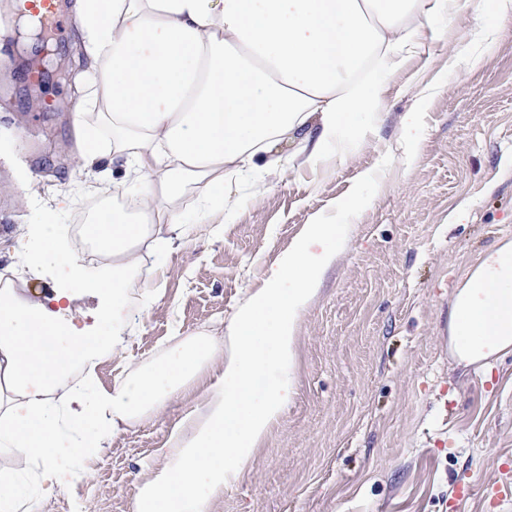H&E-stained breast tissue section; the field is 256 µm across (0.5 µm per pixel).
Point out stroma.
<instances>
[{
    "label": "stroma",
    "instance_id": "1",
    "mask_svg": "<svg viewBox=\"0 0 512 512\" xmlns=\"http://www.w3.org/2000/svg\"><path fill=\"white\" fill-rule=\"evenodd\" d=\"M12 0H0V272L42 301L53 277L19 267L26 226L52 217L74 239L91 197L78 168L75 112L95 113L77 87L83 53L67 23L43 39L55 51L30 88L20 74ZM441 36L393 71H379L375 133L328 148L316 165L241 185L233 212H213L179 250L128 290L123 313L133 364L173 337L223 330L279 253L360 174L379 191L347 217L348 237L299 326L296 393L252 468L217 493L212 512H512V355L490 370L448 355L456 288L482 251L512 240V30L491 4L458 0L436 19ZM495 33L486 46L481 33ZM482 56L473 68L470 57ZM421 115L417 147L400 138ZM70 200L46 213L22 174ZM214 372L186 384L163 412L105 433L89 477L65 470L40 512H136L139 482L163 461L171 434L198 406Z\"/></svg>",
    "mask_w": 512,
    "mask_h": 512
}]
</instances>
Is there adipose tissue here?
<instances>
[{
  "label": "adipose tissue",
  "mask_w": 512,
  "mask_h": 512,
  "mask_svg": "<svg viewBox=\"0 0 512 512\" xmlns=\"http://www.w3.org/2000/svg\"><path fill=\"white\" fill-rule=\"evenodd\" d=\"M456 0H76L87 57L82 81L98 107L75 124L87 191L109 182L102 158L141 186L139 221L107 209L87 239L109 257L85 271L77 244L52 221L26 230L21 262L57 280L50 303L0 290V455L41 462L57 476L62 453L95 454L104 425L135 426L210 367L221 376L175 431L161 467L137 488V512H210L220 490L251 467L296 387L298 329L347 227L312 217L227 319L220 334L185 336L155 360L129 367L112 391L74 388V366L102 355L125 360L117 314L145 265L194 232L181 197L219 187L198 211L233 210L235 187L286 170L282 144L297 141L318 161L339 136L372 129L381 105L375 68L394 70L435 39L433 19ZM98 301L96 333L65 313L75 294ZM448 353L463 367L490 368L512 355V240L484 251L456 289ZM66 395L59 411L57 393ZM21 471L0 470V512H37Z\"/></svg>",
  "instance_id": "obj_1"
}]
</instances>
